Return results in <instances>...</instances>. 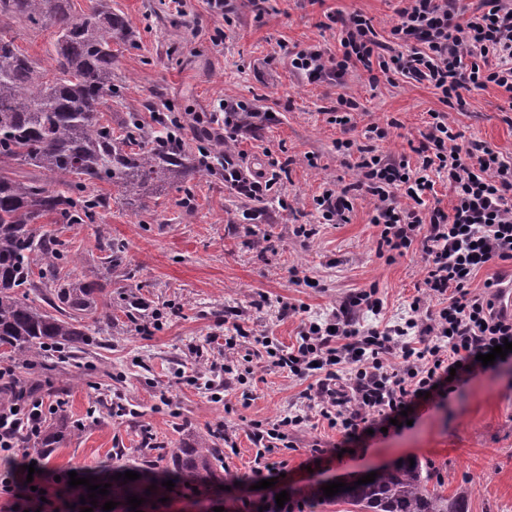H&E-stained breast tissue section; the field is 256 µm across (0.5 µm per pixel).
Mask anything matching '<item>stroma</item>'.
Segmentation results:
<instances>
[{
  "instance_id": "obj_1",
  "label": "stroma",
  "mask_w": 512,
  "mask_h": 512,
  "mask_svg": "<svg viewBox=\"0 0 512 512\" xmlns=\"http://www.w3.org/2000/svg\"><path fill=\"white\" fill-rule=\"evenodd\" d=\"M184 2L180 14L162 0H113L136 41L120 47L112 81L127 103L141 107L145 127L180 113L191 148L197 139L228 135L219 110L224 100L273 113L260 135L232 139L240 165L264 173L270 188L257 203L229 191L221 172L208 171L167 186L142 210L102 184L97 191L110 206L98 223L49 222L69 244L72 279L134 296L159 326L144 335L115 305L108 316L89 320L94 345L52 350L35 368H20L37 394L63 400L77 428L45 454V463L90 476L162 469L171 464L168 450L215 436L228 440L216 475L225 487L224 512H259L283 490L302 512H351L320 497L326 481L345 482L410 457L422 461L438 492L466 490L469 512H512V361L415 424L369 439L363 451L316 459L315 449L341 447L343 437L325 421L310 422L294 435L293 449L273 454L283 473L279 484L256 490L248 482L257 450L253 425L301 403L305 384L259 359L249 386L225 385L219 374L228 316L248 335L273 336L286 347L296 345L305 317L326 316L370 287L383 309L360 314V322L384 325L406 316L424 275L420 256H378L371 196H356L340 224L324 223L316 205L324 188L358 178L337 140L361 141L367 125L387 123L390 134L378 151L408 157L435 110L447 112L465 139L512 157V96L493 85L474 90L465 95L467 111L459 112L446 109L424 81L395 75L374 82L359 68L343 85L311 83L292 67L294 54L312 45L336 53L340 16L363 13L388 40L397 0H269L260 19L247 0H235L220 20L206 0ZM5 30L22 53L51 67L54 27L11 23ZM342 95L360 104L348 128L332 120ZM112 239L125 252L122 266L110 269L100 247ZM286 304L296 313H283ZM208 379L222 385L220 399L205 389Z\"/></svg>"
}]
</instances>
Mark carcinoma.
<instances>
[{"mask_svg":"<svg viewBox=\"0 0 512 512\" xmlns=\"http://www.w3.org/2000/svg\"><path fill=\"white\" fill-rule=\"evenodd\" d=\"M73 0H0V23L57 30L52 77L41 63L21 53L0 33V349L24 366H33L45 348L87 346L89 328L82 320L98 313L103 289L75 283L64 271L67 246L41 230L47 218L68 224H94L109 198L93 193L101 183L117 187L127 199L153 196L162 183L184 184L210 166H224L230 149L203 141L197 153L184 147L168 128L147 131L136 112L121 120L123 134L101 122V108L122 100L112 83L117 55L112 45L130 42L125 17L112 0H92L77 15ZM57 177L64 189L51 186ZM125 247L108 241L104 262L118 266ZM71 432L64 416L56 418L40 445L60 443ZM222 451L204 438L194 448L171 453L172 468L157 474L162 482L206 480L216 476ZM430 475L417 461L404 460L376 472L374 482L353 486L334 498L356 512H468L466 493L445 496L428 489ZM144 486L137 479L112 481V495L125 500Z\"/></svg>","mask_w":512,"mask_h":512,"instance_id":"1","label":"carcinoma"}]
</instances>
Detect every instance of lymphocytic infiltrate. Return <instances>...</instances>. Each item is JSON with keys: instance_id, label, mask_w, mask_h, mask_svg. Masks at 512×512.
Instances as JSON below:
<instances>
[{"instance_id": "lymphocytic-infiltrate-1", "label": "lymphocytic infiltrate", "mask_w": 512, "mask_h": 512, "mask_svg": "<svg viewBox=\"0 0 512 512\" xmlns=\"http://www.w3.org/2000/svg\"><path fill=\"white\" fill-rule=\"evenodd\" d=\"M398 2L388 41L377 39L371 18L355 13L340 21L337 55L313 45L297 53L294 67L310 82L339 84L355 68L376 67L428 82L449 110L459 112L471 89L492 84L512 93V0ZM388 135V127L372 123L364 145L337 141L338 151H358L359 178L352 187L325 190L316 203L325 221L340 223L353 208L352 191L371 195L379 251L392 259L420 253L422 293L408 317L380 327L357 320V312L376 314L382 306L376 289L359 292L326 318L305 319L291 348L257 336L251 353H242L240 326L232 324L224 339L225 381L246 384L258 357L306 384L302 404L256 427L255 480L279 476L271 455L291 447V435L313 418L327 421L346 442H364L402 410L444 405L484 373L481 355L512 342V316L495 307L500 276L487 279L483 289L471 286L483 267L512 265V159L484 143L461 142L447 112H431L416 162L378 153L375 141ZM442 175L452 194L447 209L428 203ZM2 385L14 397L0 406V458L9 463L0 470V512H72L80 496L68 475L27 471L33 460L28 446L46 419L43 401L25 404L27 388L13 367H0Z\"/></svg>"}]
</instances>
